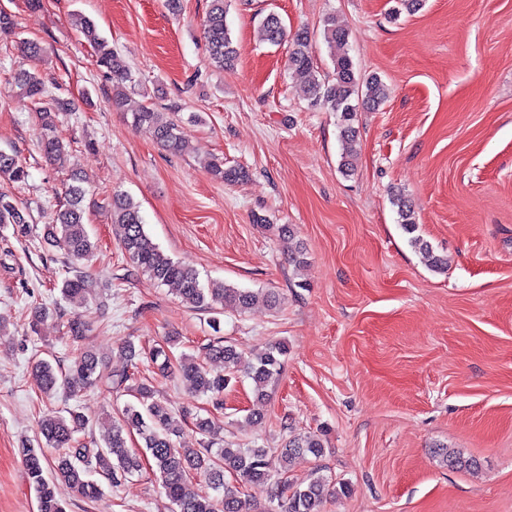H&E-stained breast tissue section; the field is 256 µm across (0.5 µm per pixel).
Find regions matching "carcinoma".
<instances>
[{
    "label": "carcinoma",
    "mask_w": 512,
    "mask_h": 512,
    "mask_svg": "<svg viewBox=\"0 0 512 512\" xmlns=\"http://www.w3.org/2000/svg\"><path fill=\"white\" fill-rule=\"evenodd\" d=\"M261 27L264 39L272 45L280 44L287 36L275 13L265 16ZM82 32L95 49L97 66L112 75L109 106L122 109L126 101V84L130 81L128 70L108 41L97 34L92 21L83 20ZM204 34L211 59L217 66L235 61L237 50L226 22L225 0H210ZM323 39L333 66L332 79L318 78L310 37L304 29L292 35L288 63L295 72L307 78L305 92L309 106L338 115L342 143L340 166L349 174L354 171L358 152L354 127L356 114L360 110H376L387 99V89L379 77L363 78L357 73L349 54V33L337 25L332 16L323 20ZM16 84L22 97L40 103L45 99L50 101V105L41 107L38 112L41 147L49 161L63 163L65 148L57 133V122L59 113L68 111L69 103L53 96L46 84L29 72L19 73ZM131 126L174 155L186 149L178 124L167 112L144 106L131 113ZM207 171L215 180L224 183H237L248 178L245 169L226 168L224 161L218 158L207 163ZM0 176L12 183H22L29 173L15 154L0 150ZM85 201L86 191L81 186V179L73 173L57 223L46 224L43 228V241L64 249L73 260H82L97 248L84 223ZM393 204L398 209L401 227L410 234L411 246L427 258L430 267L446 271L448 258L433 254L430 244L416 234L418 225L408 197L398 193L393 196ZM111 206L112 224L118 230L121 248L132 265L157 283L169 287L189 307L213 314L214 330H220V315L224 311L242 313L258 301L259 296L253 291L223 281L205 283L196 269L164 254L145 231L139 205L132 198L114 194ZM30 219L29 212L21 208L9 192L0 191L1 228H12V235L17 238L27 237L32 232ZM95 288L97 282L93 278L79 273L65 278L59 290L64 299L82 303L95 293ZM90 325L91 321L82 315L68 321V333L75 343L86 339ZM172 343L174 339L169 338L164 346L146 349L125 340L120 352L126 359V366L112 372L105 371L97 354L84 347L64 370L47 360L37 361L35 384L46 396L60 388L75 394L96 386L109 394L127 393L135 398V402L126 404L119 417L112 420V436L103 448H89L76 437L90 425L89 419L76 410H69L66 417L46 415L39 420V434L46 445L59 451V456L55 468L49 471L44 466L42 450L27 445L19 449L29 483L36 493L38 512H65V507L55 496V485L59 482L93 502L102 496V488L98 481L91 479L92 475L116 486L142 471L144 455L128 446V438L135 434L149 453L162 489L177 506V512H262L248 493V489L255 486L266 488L269 502H277V512H322L328 479L321 474V469L314 470L306 482L297 483L288 477L292 461L297 456H323L324 443L320 436L290 433L282 448L235 447L231 444L215 450L207 446L181 448L177 446L176 438L180 437L184 425L190 422L198 433L206 435L219 426L218 417L187 410L177 414L155 400L157 390L151 382L137 377L138 362L145 356L162 376L208 397L216 411L224 409V391L232 381L241 377L251 380L256 400L264 402L280 379L288 355L287 346L281 341L271 342L254 360L245 361L230 341L216 336L200 348L199 354H183L173 361L166 349ZM210 361L220 362L223 371H210L206 367ZM196 477L204 479L207 490L193 487L192 480Z\"/></svg>",
    "instance_id": "1"
}]
</instances>
